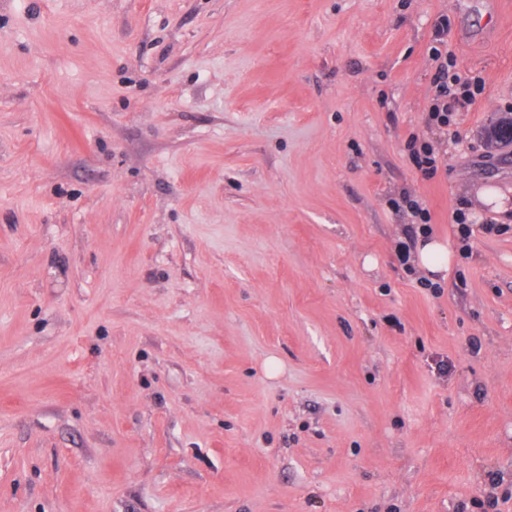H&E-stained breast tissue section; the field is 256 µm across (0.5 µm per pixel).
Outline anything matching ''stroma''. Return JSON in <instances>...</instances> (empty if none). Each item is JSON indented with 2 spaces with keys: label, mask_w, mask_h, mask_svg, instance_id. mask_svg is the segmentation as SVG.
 Here are the masks:
<instances>
[{
  "label": "stroma",
  "mask_w": 512,
  "mask_h": 512,
  "mask_svg": "<svg viewBox=\"0 0 512 512\" xmlns=\"http://www.w3.org/2000/svg\"><path fill=\"white\" fill-rule=\"evenodd\" d=\"M503 112L512 0H0V512H512ZM444 35V26L437 27L434 38L436 46H431L429 49L431 60L437 63V76L434 81L435 89L428 112L429 120L438 127H448L450 125V116L455 104L465 108L475 103L474 94L470 92L467 81L462 82L460 77L453 75L451 77L452 84L449 85L448 51L443 55L440 48L445 44ZM416 141L413 144L412 160L418 169L428 174H436L439 167L445 163V157L435 152L433 146L427 142H422L419 148H416ZM418 260L429 273L440 274L449 262V253L442 243L425 239L419 243Z\"/></svg>",
  "instance_id": "35a3bbf8"
}]
</instances>
